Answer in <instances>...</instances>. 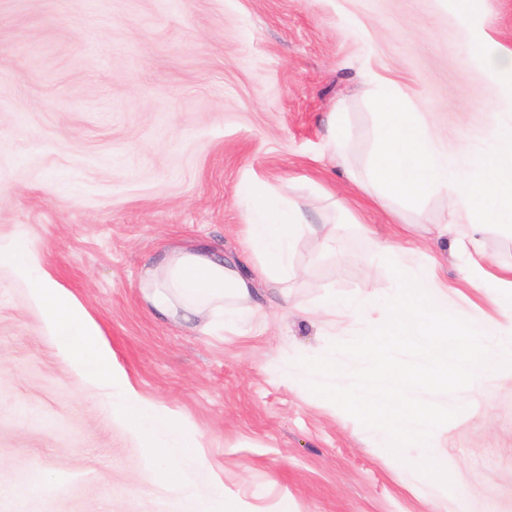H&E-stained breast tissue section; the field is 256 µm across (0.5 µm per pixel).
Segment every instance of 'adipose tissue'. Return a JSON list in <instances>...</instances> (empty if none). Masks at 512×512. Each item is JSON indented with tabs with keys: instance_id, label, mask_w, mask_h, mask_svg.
<instances>
[{
	"instance_id": "ef3b65f1",
	"label": "adipose tissue",
	"mask_w": 512,
	"mask_h": 512,
	"mask_svg": "<svg viewBox=\"0 0 512 512\" xmlns=\"http://www.w3.org/2000/svg\"><path fill=\"white\" fill-rule=\"evenodd\" d=\"M242 193L251 202L246 212L247 249L260 259L262 274L288 281L293 273V248L313 231L302 204L275 201L267 183L260 179L246 183ZM141 288L148 306L170 320L190 323L220 315L225 326L238 328L261 313L252 302V280L244 278L236 266L198 247L167 251L149 270Z\"/></svg>"
}]
</instances>
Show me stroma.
Segmentation results:
<instances>
[{"label":"stroma","mask_w":512,"mask_h":512,"mask_svg":"<svg viewBox=\"0 0 512 512\" xmlns=\"http://www.w3.org/2000/svg\"><path fill=\"white\" fill-rule=\"evenodd\" d=\"M0 0V246L19 239L91 313L139 396L195 433L209 471L166 483L145 439L103 390L79 384L46 335L29 284L0 258V512H179L224 484L232 512H512V369L460 407L435 452L395 457L369 429L269 369L364 331L309 317L324 298L387 294L379 242L419 250L457 316L512 325V233L460 225L438 235L444 196L391 214L366 172L378 124L373 79L423 113L438 144L471 162L512 118V76L474 62L475 37L512 52V0ZM346 128L335 165L332 112ZM306 206L316 235L293 252L284 290L244 249L242 184ZM474 235L477 247L459 240ZM205 246L254 279L265 318L242 329L167 321L148 308L146 269L175 246ZM452 463L453 497L407 469Z\"/></svg>","instance_id":"obj_1"}]
</instances>
